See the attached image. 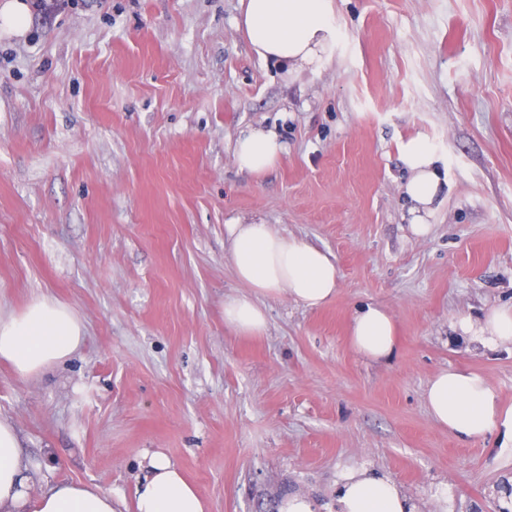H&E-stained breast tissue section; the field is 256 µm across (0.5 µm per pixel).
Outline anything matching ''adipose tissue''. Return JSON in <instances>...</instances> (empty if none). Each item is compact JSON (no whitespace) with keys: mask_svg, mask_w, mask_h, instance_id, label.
I'll return each instance as SVG.
<instances>
[{"mask_svg":"<svg viewBox=\"0 0 512 512\" xmlns=\"http://www.w3.org/2000/svg\"><path fill=\"white\" fill-rule=\"evenodd\" d=\"M332 0H239L238 26L251 51L276 62L285 74L315 70L332 54L336 30ZM285 151L271 130L252 128L234 149L239 172L259 176ZM400 159L410 173L402 191L413 203L414 235L431 231L425 218L442 202L445 186L439 159L422 137L402 145ZM229 261L243 287L224 303V322L240 335L265 331L264 299L287 296L304 307L327 304L339 286L332 256L302 239L262 223L231 224ZM457 330L488 348L512 345V309L491 308L480 321L461 320ZM349 341L363 358L382 362L397 350L395 321L377 304L356 308ZM82 342V325L68 305L48 297L32 300L18 313L0 314V359L22 376H36L72 355ZM424 401L433 421L449 434L470 441L494 433L500 447H512V407L484 378L472 371L441 370L426 385ZM148 474L136 491V512H205L197 489L165 455L153 453ZM38 466L21 462L15 427L0 419V512H117L112 493L98 487L61 482L31 495ZM335 512H417L415 500L390 476L372 467L347 468L336 476Z\"/></svg>","mask_w":512,"mask_h":512,"instance_id":"adipose-tissue-1","label":"adipose tissue"}]
</instances>
